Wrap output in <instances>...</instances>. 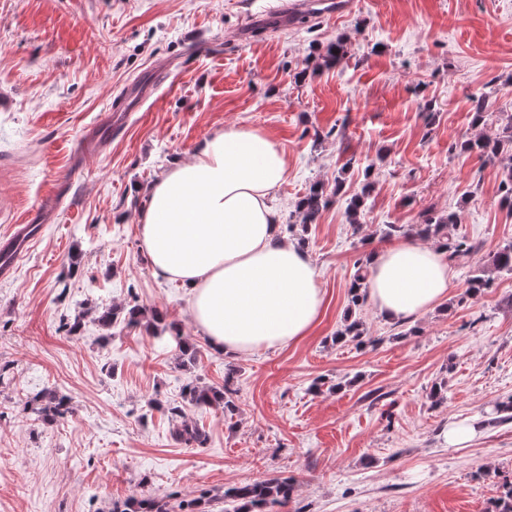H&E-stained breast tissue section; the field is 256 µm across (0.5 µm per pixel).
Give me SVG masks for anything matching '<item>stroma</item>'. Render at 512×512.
I'll use <instances>...</instances> for the list:
<instances>
[{"label":"stroma","mask_w":512,"mask_h":512,"mask_svg":"<svg viewBox=\"0 0 512 512\" xmlns=\"http://www.w3.org/2000/svg\"><path fill=\"white\" fill-rule=\"evenodd\" d=\"M346 11L266 22L279 0H0V235L65 184L63 205L9 277H0V512H109L132 496L199 498L269 476L294 485L274 512H496L512 485V275L466 297L487 256L512 241L499 204L501 162L465 150L512 118V0H349ZM345 55L323 66L328 43ZM156 78L154 100L108 151L71 165L85 127L120 87ZM485 92L483 126L472 94ZM269 133L288 155L275 193L287 237L319 273L311 332L281 348L214 351L190 294L155 278L137 215L173 161L214 132ZM320 183L312 224L296 209ZM363 195L359 227L346 205ZM458 214L478 251L452 266L445 300L390 322L349 307L356 262L406 242L388 224ZM105 306L159 311L198 350L147 326L96 322ZM359 341L334 343L347 317ZM77 333H69L73 322ZM444 382L447 398L429 392ZM231 383L237 410L185 406L186 386ZM68 396L46 424L35 396ZM184 406L203 444L171 434ZM478 434L453 448L448 424Z\"/></svg>","instance_id":"35a3bbf8"}]
</instances>
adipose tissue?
Wrapping results in <instances>:
<instances>
[{"mask_svg":"<svg viewBox=\"0 0 512 512\" xmlns=\"http://www.w3.org/2000/svg\"><path fill=\"white\" fill-rule=\"evenodd\" d=\"M287 173V154L270 135L227 127L190 162L172 164L139 216L152 273L190 289L193 321L218 351L288 345L319 317L318 271L282 235L274 205ZM453 276L441 248L402 243L371 256L368 296L379 314L402 320L443 299Z\"/></svg>","mask_w":512,"mask_h":512,"instance_id":"1","label":"adipose tissue"}]
</instances>
